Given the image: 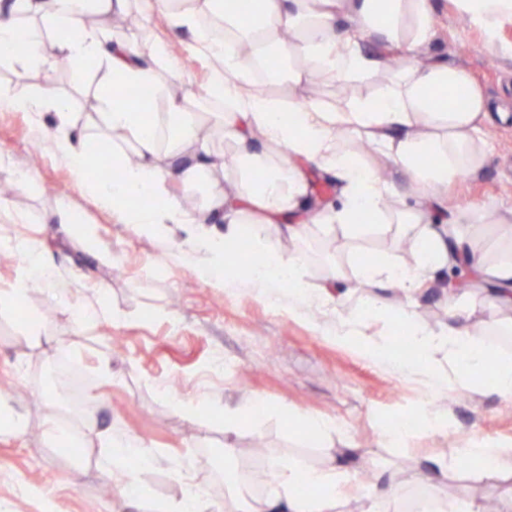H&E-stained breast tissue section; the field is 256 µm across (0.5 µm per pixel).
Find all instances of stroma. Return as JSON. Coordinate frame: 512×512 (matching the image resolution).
I'll use <instances>...</instances> for the list:
<instances>
[{
    "instance_id": "stroma-1",
    "label": "stroma",
    "mask_w": 512,
    "mask_h": 512,
    "mask_svg": "<svg viewBox=\"0 0 512 512\" xmlns=\"http://www.w3.org/2000/svg\"><path fill=\"white\" fill-rule=\"evenodd\" d=\"M433 9L432 59L467 71L491 107L483 129V165L454 175L447 192L426 202L410 191L393 160L368 149L367 137L345 134L339 142L396 189L397 200L424 208L429 227L469 240L492 262L501 246L500 223L512 216V59L506 54L512 17H504L490 36L459 0H433ZM130 14L139 17L137 29L124 26ZM111 22L113 32L140 55L162 43L174 86L199 100L213 61L168 14L142 17L133 6ZM371 49L383 63L374 76L318 87L308 81L281 91L299 102L317 96L334 105L374 96L398 68L401 54L379 38ZM104 75V68L72 61L47 75L5 60L0 93L33 96L53 85L69 99L72 121L81 128L101 109L96 88ZM54 121L51 114L0 111V184L12 188L0 198V239L26 235L67 267L49 288L32 290L20 308L0 311V419L19 414L26 421L22 434L0 432V512H125L126 480L101 471L99 447L63 454L46 444L43 430L52 417L77 431L92 418L99 428L149 444L157 463L138 475L148 512L180 499L189 477L219 507L242 483L261 495L270 459L314 470L339 464L358 470L365 461H383L396 469L402 485L389 512H414L421 503L436 512L462 498L500 512L512 497L510 469L456 467L435 485L417 480L420 460L454 455L470 441L512 445V398L499 396L486 377L469 383L462 399L455 387L430 388L417 363L399 355L393 320L368 312L375 297L397 302L402 294L370 285L350 256L363 249L415 263L404 237L378 230L353 240L341 228L325 236L300 212L291 221L308 224L305 237H284L273 225L265 236L283 252L304 253L312 282H322L329 261L341 262L338 287L345 301L299 300L239 274L216 288L189 226L140 234L76 184L44 134V126ZM83 224L92 225L99 250L86 246L79 232ZM448 277L445 270L435 273L415 297L418 322L437 332L448 323L449 292L441 286ZM101 284L113 321L77 328L74 307L96 304ZM34 318L47 335L29 336ZM377 346L387 349L386 357L374 355ZM63 356L91 379L84 405H74L54 387ZM104 359L110 364L106 373L100 367ZM219 359L231 364L222 375L213 370ZM257 402L263 405L258 415L225 420V412ZM421 411L450 424V431L413 432L400 444L384 442L388 424ZM305 414L333 419L335 434L325 439L310 434L301 421Z\"/></svg>"
}]
</instances>
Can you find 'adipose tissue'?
<instances>
[{
    "label": "adipose tissue",
    "mask_w": 512,
    "mask_h": 512,
    "mask_svg": "<svg viewBox=\"0 0 512 512\" xmlns=\"http://www.w3.org/2000/svg\"><path fill=\"white\" fill-rule=\"evenodd\" d=\"M153 9L167 12L173 22L192 30L197 48L207 49L216 66L206 87L205 107L195 109L185 97L171 92L163 79L172 69L166 50L158 48L142 58L124 42L102 29L88 26L91 16L124 12L129 0H0V56L52 71L59 59L105 66L97 90L104 124L118 134L112 154L125 163L122 178L103 183L90 178L91 157L86 130L69 126L66 100L50 88L35 97L0 95V105L24 111L54 113L56 127L48 132L55 153L72 169L76 181L96 194L102 205L115 206L124 223L153 233L167 224H188L196 244L207 254L210 270L222 271L215 287L235 272V263L224 245L249 237L267 261L256 270V282L288 286L300 298L322 297L324 286L310 283L305 260L298 253H283L264 236L267 224L281 225L294 238L304 237L309 224L343 226L354 238L365 234L356 215L386 218L388 223L415 228L418 261L408 266L398 260L360 264L363 277L379 288L420 289L425 274L447 265L451 252L464 256L497 285L498 296L512 302V250L496 265L483 254L466 248L463 239L446 242L435 230L425 228L421 210L388 211V185L372 170L344 151L342 133L367 135L377 150L390 157L421 198L438 197L457 172L478 169L484 162L481 127L489 104L469 74L445 63H414L417 50L432 36L431 0H251L252 22L242 26L229 0H146ZM351 15L354 27L342 30L339 14ZM212 19L224 27L221 42H214L204 24ZM381 36L401 50L405 60L381 86L376 97L352 100L336 106L318 98L296 103L272 95L258 85L256 73L269 57L281 63L279 76L298 85L309 75L343 79L375 75L380 60L369 50L368 40ZM27 47L17 52L16 41ZM149 86L155 92L152 107L137 110L119 98L121 91ZM466 89L467 105L457 108L452 98ZM217 129L224 141L215 150L200 133ZM262 144H255V137ZM303 155L342 185L343 205L338 209L313 210L308 224H292L288 216L307 203L304 174L288 166V155ZM232 176L236 191L227 194L220 179ZM204 190L210 214L224 218V230L199 224L195 213L169 186ZM23 259V271L0 289V310L22 304L31 289L48 286L57 266L27 237L5 243ZM371 309L401 321L411 344L426 363L429 382L447 383V372L431 364L433 355L448 350L459 367L457 382H465L483 353L478 340L483 330L498 328L495 320L484 328L473 327L456 309L448 311L446 335L434 334L417 324L411 302L395 304L377 298ZM86 439L103 448V462L128 476L151 467L156 455L141 439L113 437L111 432L89 427ZM374 478L363 483L357 473L305 470L297 465L269 464L261 497L238 495L224 504L225 512H336L339 490L355 485L365 503L363 512H386L401 486L385 466L373 469Z\"/></svg>",
    "instance_id": "1"
}]
</instances>
